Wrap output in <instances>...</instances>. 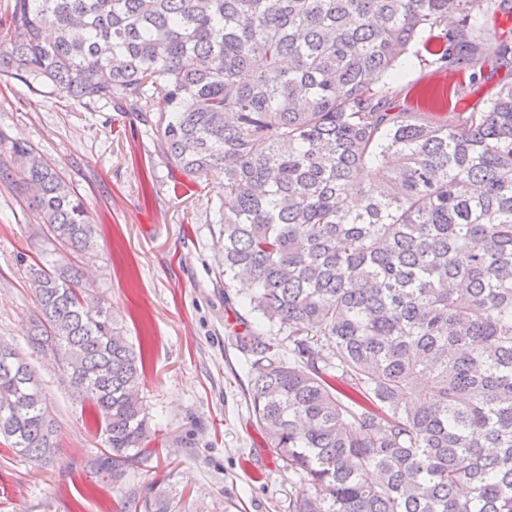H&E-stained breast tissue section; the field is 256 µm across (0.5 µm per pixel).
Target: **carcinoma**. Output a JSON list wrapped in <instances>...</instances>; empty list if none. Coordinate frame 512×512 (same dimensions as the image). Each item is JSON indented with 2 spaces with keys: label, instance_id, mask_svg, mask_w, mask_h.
Wrapping results in <instances>:
<instances>
[{
  "label": "carcinoma",
  "instance_id": "carcinoma-1",
  "mask_svg": "<svg viewBox=\"0 0 512 512\" xmlns=\"http://www.w3.org/2000/svg\"><path fill=\"white\" fill-rule=\"evenodd\" d=\"M487 12L512 0H14L0 74L138 112L168 163L220 177L224 287L288 333L285 353L244 321L240 343L290 512H512V82L453 126L389 86L415 42L473 81L512 66ZM0 179L46 229L27 349L0 343V437L57 459L47 354L105 442L84 467L120 478L150 422L142 357L66 262L92 215L25 142L0 136Z\"/></svg>",
  "mask_w": 512,
  "mask_h": 512
}]
</instances>
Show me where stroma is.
<instances>
[{"mask_svg":"<svg viewBox=\"0 0 512 512\" xmlns=\"http://www.w3.org/2000/svg\"><path fill=\"white\" fill-rule=\"evenodd\" d=\"M412 47L393 86L395 103L455 123L512 75L498 70L470 84L468 71L423 61ZM0 134L25 142L81 195L98 226L84 279L140 350L141 397L153 454L125 479L87 473L85 456L101 440L50 357L33 355L61 426L60 454L34 467L0 440V512H133L148 489L163 491L172 512H289L300 491L249 412V352L238 340L243 308L224 286L213 178L172 175L155 134L135 113L81 107L48 89L0 75ZM41 221L0 181V342L24 345L38 311L25 278L39 258Z\"/></svg>","mask_w":512,"mask_h":512,"instance_id":"35a3bbf8","label":"stroma"}]
</instances>
